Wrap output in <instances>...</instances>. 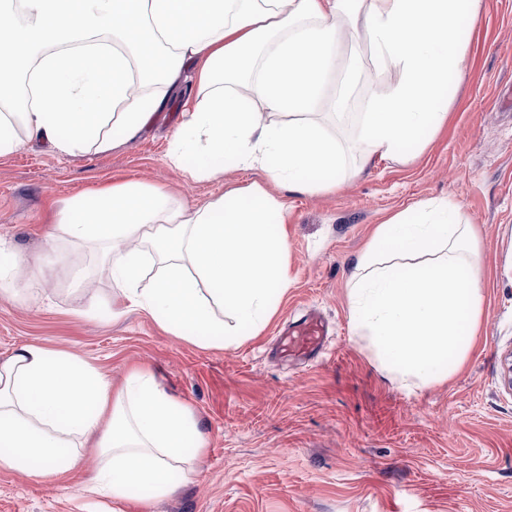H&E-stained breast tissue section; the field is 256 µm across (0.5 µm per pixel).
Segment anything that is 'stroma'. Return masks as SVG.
<instances>
[{
    "label": "stroma",
    "instance_id": "obj_1",
    "mask_svg": "<svg viewBox=\"0 0 512 512\" xmlns=\"http://www.w3.org/2000/svg\"><path fill=\"white\" fill-rule=\"evenodd\" d=\"M469 66L447 124L363 173L345 168L331 189L270 186L288 204L293 285L259 336L203 348L162 331L146 312L112 314V282L88 248L33 299L0 297V360L39 343L72 348L112 384L146 366L190 403L207 442L200 471L176 495L145 504L96 494L98 467L83 454L65 477L0 470V512H512V0H485L466 27ZM347 115L329 136L349 140L364 112L365 79L387 87L391 65L366 62ZM191 81L137 139L107 153L62 154L36 139L0 156V244L25 258L52 245L63 204L113 177L178 186L169 156ZM263 169L229 164L193 183L205 203L236 184L266 182ZM458 203L481 233L483 313L463 369L447 381L400 389L355 341L347 289L376 225L426 200ZM98 291L92 314H74L79 281ZM335 327L321 361L286 364L272 352L279 328L309 312Z\"/></svg>",
    "mask_w": 512,
    "mask_h": 512
}]
</instances>
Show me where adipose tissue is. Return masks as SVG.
<instances>
[{"instance_id": "1", "label": "adipose tissue", "mask_w": 512, "mask_h": 512, "mask_svg": "<svg viewBox=\"0 0 512 512\" xmlns=\"http://www.w3.org/2000/svg\"><path fill=\"white\" fill-rule=\"evenodd\" d=\"M484 0H9L0 6V155L22 139L104 153L135 139L184 73L171 158L195 181L226 163L260 165L290 190L328 189L341 145L318 119L345 111L361 74L339 48L364 35L376 65L401 76L370 87L356 127L357 171L393 158L448 120L468 68L463 23ZM284 122H275V115ZM23 137H16V130ZM288 206L253 182L197 205L170 189L116 181L60 211L64 247L38 264L0 246V296L30 293L69 246L99 249L124 301L166 333L206 348L259 335L292 278ZM480 238L461 208L423 202L378 225L348 290L354 336L398 388L463 367L482 315ZM158 271L147 275V264ZM232 323H225V316ZM97 452L96 487L118 502L173 495L205 456L197 414L153 371L120 387L78 355L32 343L0 362V469L61 478Z\"/></svg>"}]
</instances>
